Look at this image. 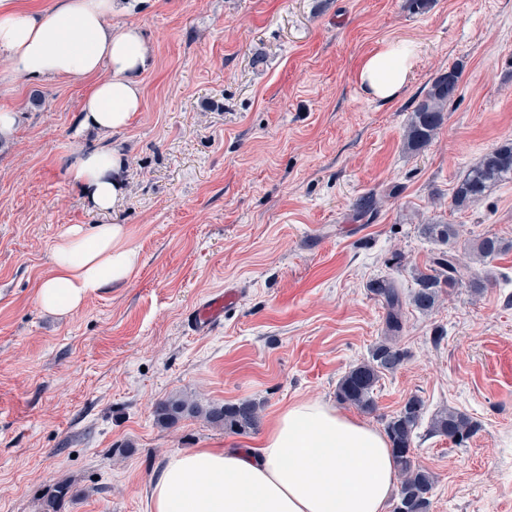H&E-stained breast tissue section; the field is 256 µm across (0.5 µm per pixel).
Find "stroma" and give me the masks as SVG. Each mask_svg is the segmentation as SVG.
I'll use <instances>...</instances> for the list:
<instances>
[{
  "label": "stroma",
  "instance_id": "1",
  "mask_svg": "<svg viewBox=\"0 0 512 512\" xmlns=\"http://www.w3.org/2000/svg\"><path fill=\"white\" fill-rule=\"evenodd\" d=\"M148 51L144 105L123 131L80 123L89 84L2 82L18 114L0 139V512H149L166 457L246 449L288 403L317 398L384 428L413 395L428 418L451 409L481 424L466 446L421 423L411 450L432 472V512H512V250L479 264L485 286L404 307L407 353L366 412L336 386L368 359L385 318L369 281L411 294L442 243L422 225H457L460 244L512 243V182L457 209L452 189L512 140V0H120ZM421 47L397 97L357 81L380 40ZM460 71L433 141L404 131L433 79ZM111 145L127 158L125 193L106 213L68 180L72 153ZM377 203L358 213L356 201ZM124 224L142 267L123 286L55 317L36 300L55 239L71 224ZM236 290L224 318L192 332L189 312ZM441 342H434L435 330ZM253 400L257 429L224 432L187 416L160 427L155 404ZM72 496L53 501L58 483Z\"/></svg>",
  "mask_w": 512,
  "mask_h": 512
}]
</instances>
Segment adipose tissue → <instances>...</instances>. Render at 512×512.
I'll use <instances>...</instances> for the list:
<instances>
[{"label":"adipose tissue","mask_w":512,"mask_h":512,"mask_svg":"<svg viewBox=\"0 0 512 512\" xmlns=\"http://www.w3.org/2000/svg\"><path fill=\"white\" fill-rule=\"evenodd\" d=\"M115 0H56L49 13L0 0V51L26 80L87 79L82 122L101 134L128 126L143 105L147 48L140 28L109 26ZM415 42L386 40L364 56L357 80L373 99L396 97L412 77ZM120 149L81 150L69 177L93 208L122 194ZM37 289L46 312L66 316L89 295L131 280L141 252L126 225H70L51 251ZM396 461L387 436L314 398L294 401L255 447L190 448L170 454L151 482L150 512H387Z\"/></svg>","instance_id":"adipose-tissue-1"}]
</instances>
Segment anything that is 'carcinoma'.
<instances>
[{
    "label": "carcinoma",
    "instance_id": "carcinoma-1",
    "mask_svg": "<svg viewBox=\"0 0 512 512\" xmlns=\"http://www.w3.org/2000/svg\"><path fill=\"white\" fill-rule=\"evenodd\" d=\"M460 73L452 68L437 76L415 106L405 130L404 142L413 151L427 147L444 120V112L459 90ZM512 180V141L485 153L479 162L470 167L456 183L452 202L459 208L469 207L480 201L495 184ZM421 232L438 242H455L458 230L454 224H423ZM473 251L480 262L495 258L504 251L502 241L496 236L482 238ZM416 289L410 297L414 307L422 312L432 310L440 293L463 284L471 290L483 287V279L473 266L464 261L459 250L451 248L429 260L425 269L417 272ZM370 292L378 297L386 310L385 329L372 349L369 358L350 369L339 381L336 399L342 404L365 411L375 408L374 387L380 376L396 371L406 354L398 343L403 330L404 297L395 280L382 277L369 285ZM204 414L205 419L224 427V431L244 434L254 428L259 418V406L252 401L226 404L206 410L182 397H171L156 403L154 416L159 425L169 427L185 415ZM423 415V402L417 396L409 397L395 415L385 424L392 453L401 473L393 512H430V494L435 477L417 466L411 459V447ZM480 430L477 421L465 413L448 410L435 415L430 432L445 436L456 445L467 442Z\"/></svg>",
    "mask_w": 512,
    "mask_h": 512
}]
</instances>
